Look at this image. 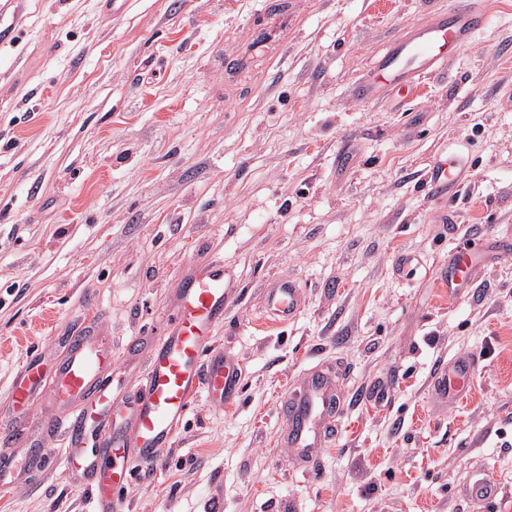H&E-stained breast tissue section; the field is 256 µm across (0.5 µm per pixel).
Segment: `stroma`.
Listing matches in <instances>:
<instances>
[{
    "mask_svg": "<svg viewBox=\"0 0 512 512\" xmlns=\"http://www.w3.org/2000/svg\"><path fill=\"white\" fill-rule=\"evenodd\" d=\"M0 41V417L33 355L52 366L92 299L118 392L144 382L151 337L191 262L241 288L212 337L241 368L224 407L199 396L125 512H512V0L437 76L376 104L353 83L420 26L416 0H286L288 32L251 49L266 0H21ZM458 193L423 188L446 149ZM449 223H442V216ZM482 259L456 293L448 256ZM305 303L267 322L269 279ZM140 337L135 352L127 343ZM480 360L472 396L433 405L436 369ZM342 363L341 427L302 475L281 398ZM387 404L368 402L377 385ZM65 415L16 419L52 465L0 512H87L61 461ZM475 470L501 492L477 505Z\"/></svg>",
    "mask_w": 512,
    "mask_h": 512,
    "instance_id": "35a3bbf8",
    "label": "stroma"
}]
</instances>
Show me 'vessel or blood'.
<instances>
[{"label": "vessel or blood", "instance_id": "obj_1", "mask_svg": "<svg viewBox=\"0 0 512 512\" xmlns=\"http://www.w3.org/2000/svg\"><path fill=\"white\" fill-rule=\"evenodd\" d=\"M427 21L390 44L362 75L355 94L374 102L395 89L409 88L436 75L452 53L470 46L491 22L477 0H453L450 8L435 0H419ZM460 180L455 155L439 159L425 178L434 196L446 195ZM473 268L470 252L460 250L448 261V288L456 290ZM237 284L222 262L199 260L174 291V301L151 356L145 383L125 396L113 393L115 358L99 319L89 317L65 340V356L54 371L30 358L15 374L10 396L17 412L32 415L43 404L66 413L62 460L70 478L90 494L91 512H123L124 493L141 471L154 467L163 449L171 447L178 426L200 393L215 406L232 399L239 386V367L211 344L215 328L224 321ZM303 295L296 281L278 279L268 287L267 310L274 322L290 321L300 310ZM479 367L476 356L456 359L436 370L431 383L434 398L463 402L469 396ZM334 370L312 373L291 392L281 414L286 429L282 443L292 448L304 472L316 475L317 451L334 434L340 397L333 386ZM19 434L12 420L0 421V487L7 489L17 474L45 469L49 460L30 461L15 452ZM500 492L485 471L471 473L464 486L469 498L486 502Z\"/></svg>", "mask_w": 512, "mask_h": 512}]
</instances>
